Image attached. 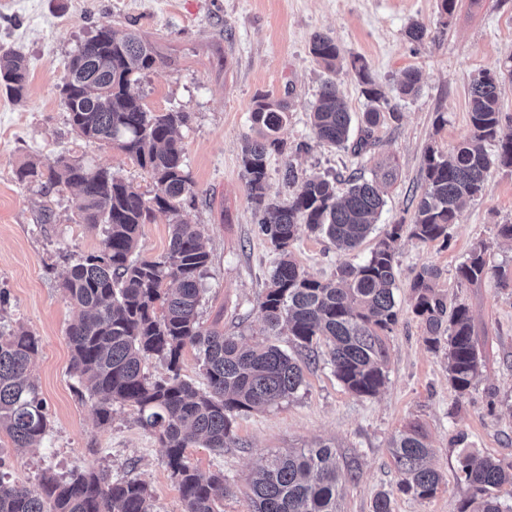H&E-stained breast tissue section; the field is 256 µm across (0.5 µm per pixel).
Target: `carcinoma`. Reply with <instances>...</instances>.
<instances>
[{"instance_id": "carcinoma-1", "label": "carcinoma", "mask_w": 512, "mask_h": 512, "mask_svg": "<svg viewBox=\"0 0 512 512\" xmlns=\"http://www.w3.org/2000/svg\"><path fill=\"white\" fill-rule=\"evenodd\" d=\"M311 53L330 75L340 70L341 51L330 36L314 34ZM164 65L149 41L102 24L72 57L61 89L72 129L135 159L154 180L152 197L111 170L79 159L60 157L45 169L28 161L15 176L45 190L61 184L75 188V223L104 226L100 250L74 264L62 283L79 310L66 332L71 368L88 392L97 425L110 423L117 403L134 407L139 426L165 448L184 512H220L233 489L221 473H199L186 450L201 445L221 453L235 445L236 415L292 397L303 383L305 362L273 344L247 346L198 320L210 253L200 227L182 218L184 205L196 196L178 135L190 116L152 112L135 91ZM356 74L366 85L369 102L356 142L361 148L380 122L382 93L366 65H359ZM28 79L24 57L0 48V88L20 100ZM418 83V71L405 70L400 94H416ZM501 83L490 71L470 78L472 136L447 155L432 148L426 152V189L411 224L417 240L448 241V227L466 201L483 193L489 170L512 168V128L504 131V122L512 119L499 110ZM288 112L285 100L256 98L251 122L260 138L243 148L247 191L260 213V230L280 255L259 304L264 330L277 336L285 327L306 351L324 344L343 386L356 395L373 396L385 383L386 338L398 322L395 255L403 225H389L370 257L343 263L334 280H317L301 271L289 250L300 225L349 253L372 234L385 201L374 183L361 177L349 178L340 192L334 179L319 174L300 178L291 168L286 177L295 191L286 202L271 198L267 159L270 151L283 150L277 133ZM310 120L319 141L342 146L350 140L352 112L330 77L322 83ZM486 142L496 146L495 152L485 149ZM156 210L170 216L169 244L162 254L141 258L136 255L141 228ZM486 252L483 242L473 247L458 267L459 279L474 282L486 276ZM439 277L432 265L416 272L410 285L413 312L424 324L428 348L444 349L448 383L462 395L479 365L471 316L462 304L448 306L437 288ZM39 345L40 339L22 326L0 333V431L28 453L40 448L49 426L45 400L31 376ZM188 346L198 354L202 387L182 377L180 360ZM153 357L167 369L155 380L144 373L145 362ZM391 448L397 490L419 499L435 496L443 477L428 465L431 449L425 437L410 429L396 436ZM458 472L470 492L460 512H506L495 490L512 486V462L466 452L458 458ZM338 485L336 454L332 446L319 443L268 458L249 477L247 490L253 512H338ZM0 512L155 510L144 482L114 480L105 470L90 467L66 477L44 475L34 487L11 483L0 474Z\"/></svg>"}]
</instances>
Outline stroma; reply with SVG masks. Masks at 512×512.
<instances>
[{
    "mask_svg": "<svg viewBox=\"0 0 512 512\" xmlns=\"http://www.w3.org/2000/svg\"><path fill=\"white\" fill-rule=\"evenodd\" d=\"M414 21L427 30L419 42L406 35ZM102 23L149 40L166 59L139 91L152 111L191 115L179 130L196 189L184 215L203 228L211 256L199 321L255 345L267 340L259 304L279 260L259 231L241 161L245 139L256 135L250 121L255 98L268 94L290 104L280 132L287 149L268 157L271 196L291 195L283 180L290 165L341 181L353 174L374 179L389 162L397 175L383 187L386 204L377 228L410 223L425 188L427 149L446 153L472 134L471 74L512 67V0H456L449 15L438 0H0V47L21 53L29 69L23 99L0 88V291L7 297L0 332L23 326L39 337L32 371L50 420L41 448L26 455L0 433V472L33 487L46 473L64 477L104 468L113 478L145 482L157 512H183L164 450L138 426L134 407L115 406L111 423L98 426L70 370L66 331L77 312L61 283L80 257L99 250L102 227L73 222L75 189L60 186L43 195L14 176L26 160L48 165L61 156L84 158L153 196L150 174L122 151L78 137L60 101L70 59ZM317 32L331 36L345 59L363 58L399 114L381 121L362 151L321 143L312 131L309 114L326 77L310 53ZM409 68L419 71L420 86L403 97L396 87ZM440 114L446 119L441 126L435 123ZM46 206L54 218L43 224L39 215ZM510 223L512 168L495 166L484 194L449 226L447 242L407 235L398 241L394 295L400 316L387 338V380L378 394L345 389L321 346L291 398L236 417L237 446L219 455L188 449L200 473L220 471L235 484L224 512H252L243 487L267 457L319 441L333 446L343 477L339 512H372L381 491L391 492L393 512H459L468 496L456 478L459 454L512 461V287H500L495 275L501 268L512 278V241L497 235L498 225ZM480 242L488 247L490 274L459 280V265ZM290 250L307 275L322 281L335 279L348 259L305 228ZM425 265L439 269L437 285L449 305H465L472 317L480 365L462 395L450 387L444 354L428 349L412 311L410 283ZM409 428L426 437L434 451L431 464L444 477L426 500L396 490L389 444Z\"/></svg>",
    "mask_w": 512,
    "mask_h": 512,
    "instance_id": "obj_1",
    "label": "stroma"
}]
</instances>
